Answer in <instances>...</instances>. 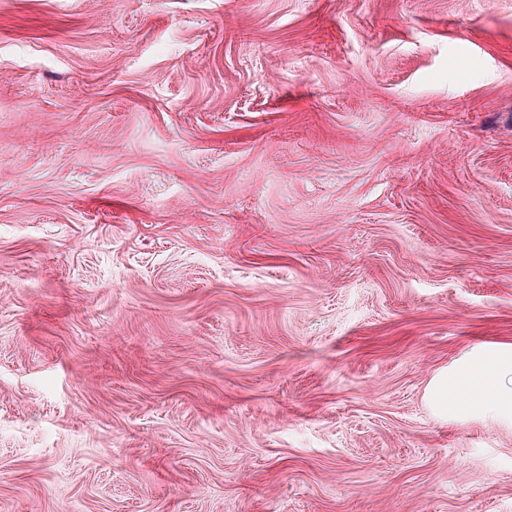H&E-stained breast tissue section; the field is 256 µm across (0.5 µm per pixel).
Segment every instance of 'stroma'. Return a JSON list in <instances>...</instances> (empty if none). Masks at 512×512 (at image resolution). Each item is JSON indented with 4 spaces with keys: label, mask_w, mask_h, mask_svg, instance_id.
I'll return each mask as SVG.
<instances>
[{
    "label": "stroma",
    "mask_w": 512,
    "mask_h": 512,
    "mask_svg": "<svg viewBox=\"0 0 512 512\" xmlns=\"http://www.w3.org/2000/svg\"><path fill=\"white\" fill-rule=\"evenodd\" d=\"M512 0H0V512H512ZM424 401L444 421L489 417L512 426V346L474 350L430 381Z\"/></svg>",
    "instance_id": "35a3bbf8"
}]
</instances>
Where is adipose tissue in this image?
<instances>
[{"label":"adipose tissue","mask_w":512,"mask_h":512,"mask_svg":"<svg viewBox=\"0 0 512 512\" xmlns=\"http://www.w3.org/2000/svg\"><path fill=\"white\" fill-rule=\"evenodd\" d=\"M424 401L442 420L489 417L512 425V346L474 350L430 381Z\"/></svg>","instance_id":"1"}]
</instances>
